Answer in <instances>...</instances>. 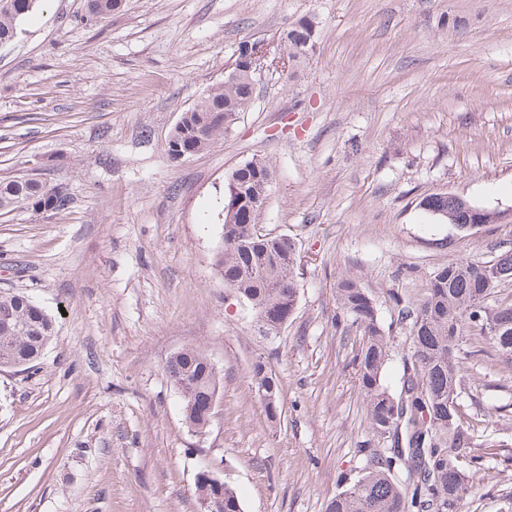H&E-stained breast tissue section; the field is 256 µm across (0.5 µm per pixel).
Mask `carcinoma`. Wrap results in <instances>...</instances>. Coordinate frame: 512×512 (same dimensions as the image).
Segmentation results:
<instances>
[{
  "label": "carcinoma",
  "mask_w": 512,
  "mask_h": 512,
  "mask_svg": "<svg viewBox=\"0 0 512 512\" xmlns=\"http://www.w3.org/2000/svg\"><path fill=\"white\" fill-rule=\"evenodd\" d=\"M38 0H0V44L14 40L20 23L33 12ZM123 0H88V13L104 19L119 11ZM255 87L242 78L224 76L193 107L180 115L168 139V157L196 155L226 134L224 114L246 111ZM271 173L262 159H253L232 172L234 182L224 185V248L217 266L224 287L237 293L256 312L267 318V330L279 334L294 313L299 284L293 275L296 245L284 235L260 234L253 224L238 223L234 203L247 207L264 190ZM428 212L467 232L479 219L497 221L496 213H474L449 193L424 198ZM69 196L61 187H49L33 178L0 181V215L18 209L63 210ZM490 277L494 288L481 282ZM512 283V253L490 261L457 260L438 268L430 277L421 300L394 298L398 317L409 325L414 373L400 393L383 383L390 356L389 338L380 327L372 294L357 279L346 276L336 285V301L361 335L357 353L359 387L366 403L368 433L384 449L366 459L362 474L327 504L326 512H456L458 501L469 490L463 463L479 465L480 457L466 450L483 448L456 408L460 383L456 346L460 336L476 331L483 341L512 362V299L498 297L501 287ZM54 336L50 315L20 293H0V368H32ZM180 392L187 427L207 433L211 418L202 407L219 394L220 376L207 354L189 347L176 353L166 365ZM252 381L257 393L280 398V382L270 366L256 361ZM406 473L404 484L395 481ZM197 499L221 496L224 512H241L236 490L218 488L202 476L195 486Z\"/></svg>",
  "instance_id": "carcinoma-1"
}]
</instances>
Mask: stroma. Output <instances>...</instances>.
<instances>
[{
    "mask_svg": "<svg viewBox=\"0 0 512 512\" xmlns=\"http://www.w3.org/2000/svg\"><path fill=\"white\" fill-rule=\"evenodd\" d=\"M304 20L314 50L259 77L224 139L172 163L181 112L240 45L282 53ZM256 157L273 170L256 228L297 246L299 300L274 338L215 265L225 178ZM18 177L70 202L0 215V293L55 328L35 367L0 368V512H201L204 466L243 512H325L368 439L337 280L371 292L397 392L413 359L395 298L512 250V222L463 233L419 206L448 192L512 210V0H124L101 21L86 0H41L0 47V181ZM191 346L222 377L203 437L166 373ZM456 355L462 418L496 441L456 512H512V366L470 336ZM258 359L281 382L275 420Z\"/></svg>",
    "mask_w": 512,
    "mask_h": 512,
    "instance_id": "obj_1",
    "label": "stroma"
}]
</instances>
